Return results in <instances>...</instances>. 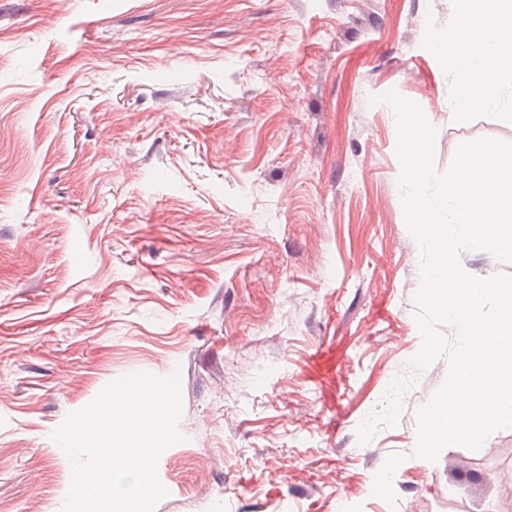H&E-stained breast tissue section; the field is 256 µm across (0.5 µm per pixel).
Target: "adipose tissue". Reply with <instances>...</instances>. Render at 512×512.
<instances>
[{
	"mask_svg": "<svg viewBox=\"0 0 512 512\" xmlns=\"http://www.w3.org/2000/svg\"><path fill=\"white\" fill-rule=\"evenodd\" d=\"M457 22L435 47L455 85L448 109L467 124L476 107L496 105V83L512 75V0H453Z\"/></svg>",
	"mask_w": 512,
	"mask_h": 512,
	"instance_id": "adipose-tissue-1",
	"label": "adipose tissue"
}]
</instances>
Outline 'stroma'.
I'll return each mask as SVG.
<instances>
[{
	"instance_id": "obj_1",
	"label": "stroma",
	"mask_w": 512,
	"mask_h": 512,
	"mask_svg": "<svg viewBox=\"0 0 512 512\" xmlns=\"http://www.w3.org/2000/svg\"><path fill=\"white\" fill-rule=\"evenodd\" d=\"M452 0H0V512H61L52 434L179 374L155 512H512V429L414 454L421 348L389 90L435 167L512 120L448 110ZM386 493H378L379 477Z\"/></svg>"
}]
</instances>
